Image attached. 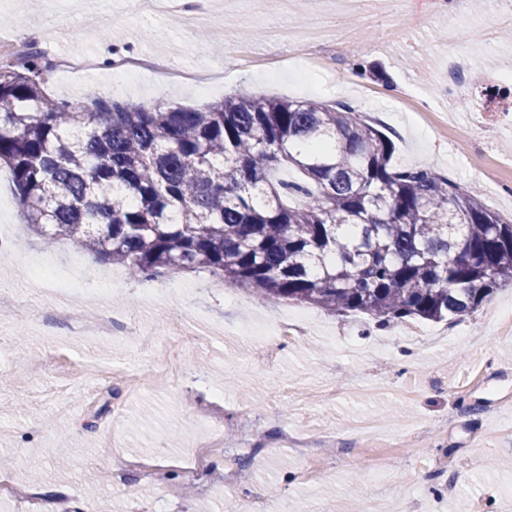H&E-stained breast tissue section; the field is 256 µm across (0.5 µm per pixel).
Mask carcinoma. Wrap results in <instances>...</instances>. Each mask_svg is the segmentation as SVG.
Instances as JSON below:
<instances>
[{
  "label": "carcinoma",
  "mask_w": 512,
  "mask_h": 512,
  "mask_svg": "<svg viewBox=\"0 0 512 512\" xmlns=\"http://www.w3.org/2000/svg\"><path fill=\"white\" fill-rule=\"evenodd\" d=\"M49 68L37 49L0 63V167L49 241L137 280L207 272L382 326L462 318L512 286V222L473 186L393 165L394 142L348 106L239 93L91 110L49 97Z\"/></svg>",
  "instance_id": "cac0c4a2"
}]
</instances>
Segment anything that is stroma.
Returning a JSON list of instances; mask_svg holds the SVG:
<instances>
[{"instance_id":"obj_1","label":"stroma","mask_w":512,"mask_h":512,"mask_svg":"<svg viewBox=\"0 0 512 512\" xmlns=\"http://www.w3.org/2000/svg\"><path fill=\"white\" fill-rule=\"evenodd\" d=\"M72 24L55 34L0 0V37L24 36L55 54L96 55L92 72L49 81L58 98L202 107L229 94L345 103L373 113L394 142V164L431 166L460 185L477 184L489 210L512 219V127L498 115L512 91L493 75L512 72V0L492 10L471 0L462 17L440 0H298L274 14L262 0H213L206 15L145 24L127 0H69ZM331 15L335 43L322 51L301 34ZM145 54L202 84L144 69L127 81L113 55ZM471 81L448 92V61ZM483 103L482 126L471 114ZM457 120L443 126V111ZM499 170L498 188L485 169ZM77 265L86 321L108 318L107 336L77 333L54 302L23 305L19 269ZM0 475L62 512L108 502L112 512H512V287L471 316L378 325L369 315L332 313L273 300L206 273L143 282L125 267L47 242L23 220L8 171L0 170ZM233 330L194 336L191 322ZM288 324L272 345L251 334ZM421 395L408 402L407 385ZM219 438L194 479L155 480L137 469L190 464ZM239 468L229 489L212 475Z\"/></svg>"}]
</instances>
